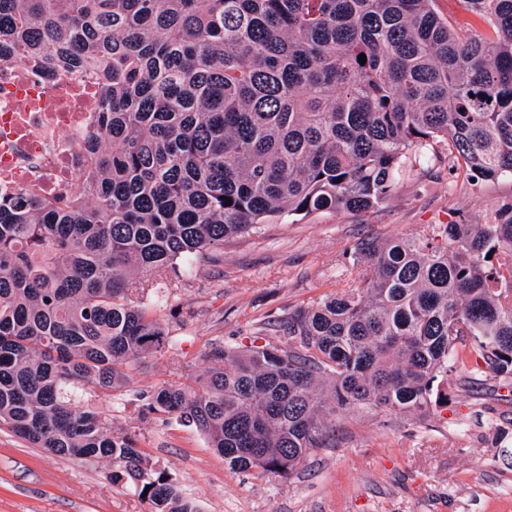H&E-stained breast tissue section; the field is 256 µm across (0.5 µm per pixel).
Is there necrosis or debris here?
<instances>
[{
  "mask_svg": "<svg viewBox=\"0 0 512 512\" xmlns=\"http://www.w3.org/2000/svg\"><path fill=\"white\" fill-rule=\"evenodd\" d=\"M84 71L46 76L32 62L0 66V197L68 193L88 163L78 144L98 120Z\"/></svg>",
  "mask_w": 512,
  "mask_h": 512,
  "instance_id": "1",
  "label": "necrosis or debris"
}]
</instances>
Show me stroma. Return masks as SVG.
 Segmentation results:
<instances>
[{
  "instance_id": "35a3bbf8",
  "label": "stroma",
  "mask_w": 512,
  "mask_h": 512,
  "mask_svg": "<svg viewBox=\"0 0 512 512\" xmlns=\"http://www.w3.org/2000/svg\"><path fill=\"white\" fill-rule=\"evenodd\" d=\"M512 204V178L465 183L447 148L403 170L393 194L368 211L315 213L265 224L192 270L150 278L171 349L141 360L131 383L91 398L113 433L172 478L199 512H512V380L470 359L448 377V400L425 416L326 415V439L290 478L235 473L194 427L148 408L157 385L201 374L208 345L246 348L289 312L357 286L350 254L366 237L390 239L430 224H487ZM106 462L86 466L47 454L0 426V512H150Z\"/></svg>"
}]
</instances>
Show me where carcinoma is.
Listing matches in <instances>:
<instances>
[{
    "mask_svg": "<svg viewBox=\"0 0 512 512\" xmlns=\"http://www.w3.org/2000/svg\"><path fill=\"white\" fill-rule=\"evenodd\" d=\"M460 3L484 31L432 0H0V62L102 87L77 191L0 199V424L108 462L150 512H198L78 394L123 388L171 348L141 274L262 224L375 208L433 144L469 180L512 176V0ZM352 259L358 286L288 314L291 344L214 342L150 409L231 471L284 478L327 413L432 412L459 346L512 378L511 204L491 224L364 238Z\"/></svg>",
    "mask_w": 512,
    "mask_h": 512,
    "instance_id": "carcinoma-1",
    "label": "carcinoma"
}]
</instances>
